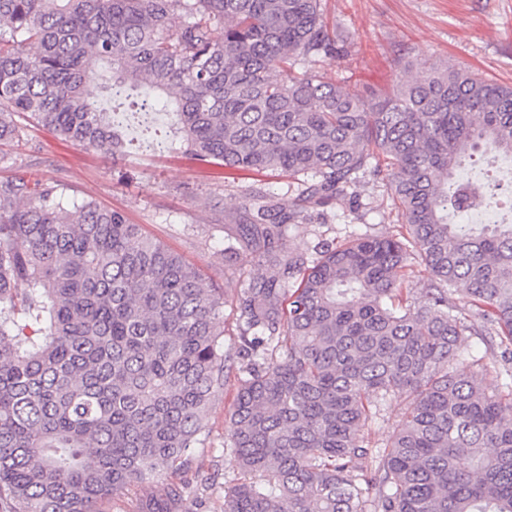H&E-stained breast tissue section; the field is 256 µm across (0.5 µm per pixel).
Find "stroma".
Listing matches in <instances>:
<instances>
[{"mask_svg":"<svg viewBox=\"0 0 512 512\" xmlns=\"http://www.w3.org/2000/svg\"><path fill=\"white\" fill-rule=\"evenodd\" d=\"M322 9L338 47L324 71L349 90L384 92L405 63L417 58L456 63L512 85V0H322ZM169 123L161 114L147 129L127 118L123 149L113 158L28 128L24 140L0 145V180L32 174L64 184L69 195L122 211L196 265L214 287H223L224 227L233 223L238 201L258 192L286 201L297 185L281 172L231 171L179 152L146 150L149 130L164 133ZM404 227L382 184L367 175L351 195L310 211L288 236L313 252L326 242L343 244L363 233L394 235ZM231 403L232 391L224 389L210 406L203 444L192 449L188 465L163 476L187 486L182 512H224V486L237 475L235 458L224 447ZM405 409L404 398L387 399L361 437L370 447H385Z\"/></svg>","mask_w":512,"mask_h":512,"instance_id":"obj_1","label":"stroma"}]
</instances>
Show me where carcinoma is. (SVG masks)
Instances as JSON below:
<instances>
[{"label": "carcinoma", "instance_id": "obj_1", "mask_svg": "<svg viewBox=\"0 0 512 512\" xmlns=\"http://www.w3.org/2000/svg\"><path fill=\"white\" fill-rule=\"evenodd\" d=\"M335 55L321 0H0V143L33 124L116 153L96 85L145 93L130 106L146 123L165 99L174 121L149 149L302 177L286 203H237L224 267L257 273L224 289L118 211L0 180V512H98L184 466L231 380L224 512H512V222L458 220L478 198L498 206L459 171L512 158V87L418 61L367 98L319 70ZM368 173L407 236L314 259L290 243ZM416 257L428 283L395 305ZM456 292L499 338L495 393L457 366L470 327ZM395 395L404 417L370 448L360 429ZM185 494L163 483L137 512H179Z\"/></svg>", "mask_w": 512, "mask_h": 512}]
</instances>
